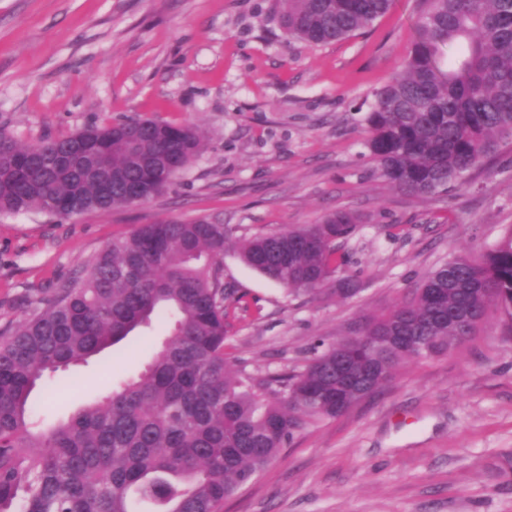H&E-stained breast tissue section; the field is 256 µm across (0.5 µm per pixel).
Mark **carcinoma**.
Instances as JSON below:
<instances>
[{"instance_id":"1","label":"carcinoma","mask_w":512,"mask_h":512,"mask_svg":"<svg viewBox=\"0 0 512 512\" xmlns=\"http://www.w3.org/2000/svg\"><path fill=\"white\" fill-rule=\"evenodd\" d=\"M394 0H278L288 36L344 41ZM416 35L390 82L373 93L366 147L394 188L431 196L512 140V0H419ZM190 124L125 115L89 130L23 143L0 131V215L59 217L150 200L199 155ZM358 217L257 234L241 259L289 293L345 296L341 247ZM228 230L206 219L142 224L91 256L83 276L0 332V512H220L308 423L373 396L408 359L445 354L474 336L488 293L512 310V230L471 263L448 261L360 335L314 355L301 371L255 378L224 357L233 291L224 288ZM477 320L448 330V311ZM165 317L170 334L137 376L68 419L43 426L29 396ZM372 383L336 402V360Z\"/></svg>"}]
</instances>
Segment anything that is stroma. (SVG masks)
Segmentation results:
<instances>
[{
    "label": "stroma",
    "instance_id": "1",
    "mask_svg": "<svg viewBox=\"0 0 512 512\" xmlns=\"http://www.w3.org/2000/svg\"><path fill=\"white\" fill-rule=\"evenodd\" d=\"M274 0H0V129L31 142L128 115L191 123L203 148L153 200L71 218L0 216V330L137 225L206 218L232 230L224 285L244 298L226 357L254 375L303 370L317 343L360 333L435 268L479 258L512 228V143L447 190L393 189L369 158L364 116L407 55L416 0L335 44L288 38ZM347 210L356 291L292 295L242 263L236 241ZM70 367L31 405L66 419L150 360L146 336ZM223 512H512V314L414 360L374 396L309 423Z\"/></svg>",
    "mask_w": 512,
    "mask_h": 512
}]
</instances>
